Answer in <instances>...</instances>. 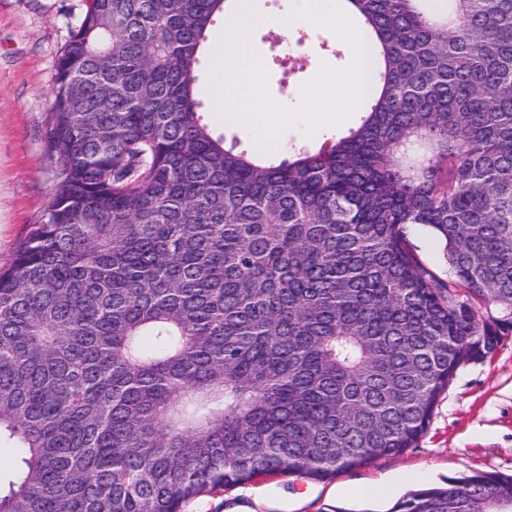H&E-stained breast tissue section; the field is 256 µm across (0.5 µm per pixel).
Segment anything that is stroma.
Wrapping results in <instances>:
<instances>
[{
  "mask_svg": "<svg viewBox=\"0 0 512 512\" xmlns=\"http://www.w3.org/2000/svg\"><path fill=\"white\" fill-rule=\"evenodd\" d=\"M85 0H0V267L11 262L31 225L41 222L55 193L58 162L46 150L56 61L81 20ZM224 17L216 15L199 71L203 118L225 147L253 151L255 142L216 113L209 70ZM251 41L267 72L270 97L295 103L322 68H350V44H338L327 28L277 34L255 28ZM340 55H332V46ZM360 113L314 134L291 126L283 159L299 149L319 150L355 128ZM474 473L512 474V335L493 357L462 365L440 397L427 431L415 448L395 459H379L360 469L319 482L299 475L261 476L243 488L206 495L186 512H389L412 491L442 486Z\"/></svg>",
  "mask_w": 512,
  "mask_h": 512,
  "instance_id": "35a3bbf8",
  "label": "stroma"
}]
</instances>
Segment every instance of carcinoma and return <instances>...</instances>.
<instances>
[{"mask_svg":"<svg viewBox=\"0 0 512 512\" xmlns=\"http://www.w3.org/2000/svg\"><path fill=\"white\" fill-rule=\"evenodd\" d=\"M224 2L87 0L57 60L55 194L0 271V512H185L397 458L512 335V0H348L365 119L279 162L202 122ZM390 512H512V474ZM224 32V12L214 18V23L209 31L207 42L204 46L199 71V97L202 102L200 112L215 136H224V145L227 148L234 147L237 151L252 152L257 146L254 139L244 134L240 128L225 123L216 113L215 102L209 92V70L218 40ZM407 235L424 265L441 278L448 280L449 267L444 259L443 244L430 231L421 226L409 227Z\"/></svg>","mask_w":512,"mask_h":512,"instance_id":"1","label":"carcinoma"}]
</instances>
